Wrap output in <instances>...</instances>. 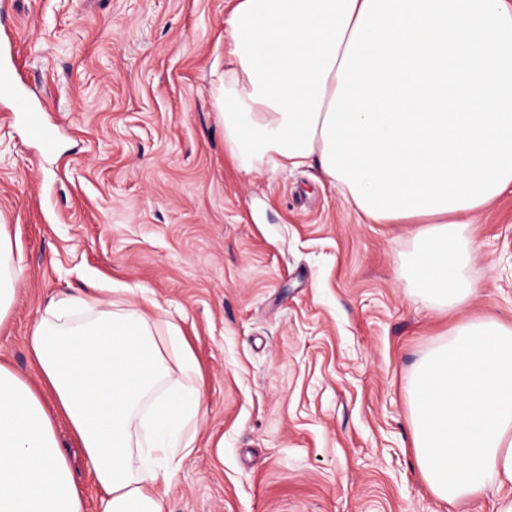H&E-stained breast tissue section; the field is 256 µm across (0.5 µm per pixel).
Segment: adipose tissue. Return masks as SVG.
<instances>
[{"instance_id": "adipose-tissue-1", "label": "adipose tissue", "mask_w": 512, "mask_h": 512, "mask_svg": "<svg viewBox=\"0 0 512 512\" xmlns=\"http://www.w3.org/2000/svg\"><path fill=\"white\" fill-rule=\"evenodd\" d=\"M363 4L237 0L224 19L215 104L226 153L244 171L321 163V128ZM462 215H427L404 268L417 296L450 312L475 292L478 248ZM22 273L1 224L0 320ZM30 348L39 385L0 364V512H84L60 419L92 467L101 512H164L201 401L181 336L140 305L67 295L46 307ZM408 397L415 462L431 492L454 504L494 485L505 491L496 512H512V324L487 315L455 325L415 365Z\"/></svg>"}]
</instances>
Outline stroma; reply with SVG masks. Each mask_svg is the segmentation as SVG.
Masks as SVG:
<instances>
[{"label": "stroma", "instance_id": "1", "mask_svg": "<svg viewBox=\"0 0 512 512\" xmlns=\"http://www.w3.org/2000/svg\"><path fill=\"white\" fill-rule=\"evenodd\" d=\"M235 0H0V44L54 139L0 100V225L23 274L0 363L64 295L143 286L198 369L195 441L165 512H496L422 480L408 381L461 321L512 322V194L469 217L476 291L454 312L400 273L417 224H372L318 166L246 172L213 92Z\"/></svg>", "mask_w": 512, "mask_h": 512}]
</instances>
